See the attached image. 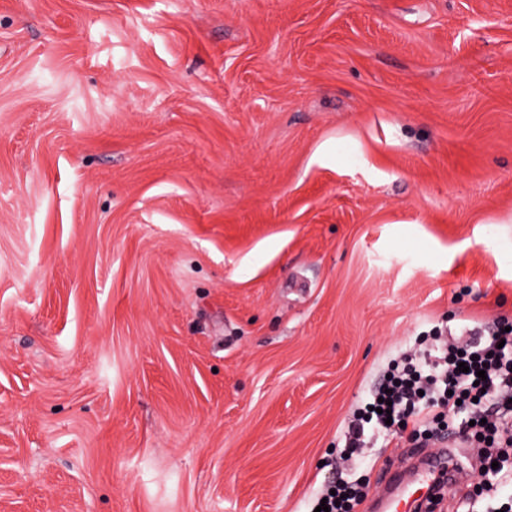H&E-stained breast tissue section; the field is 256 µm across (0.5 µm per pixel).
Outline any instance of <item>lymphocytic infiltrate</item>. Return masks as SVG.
Listing matches in <instances>:
<instances>
[{"label":"lymphocytic infiltrate","mask_w":512,"mask_h":512,"mask_svg":"<svg viewBox=\"0 0 512 512\" xmlns=\"http://www.w3.org/2000/svg\"><path fill=\"white\" fill-rule=\"evenodd\" d=\"M485 371L486 380H478V371ZM387 398L391 400L389 415L377 413L376 403H369L368 414L377 424L399 423L404 414L413 412L422 393L431 391L439 396L443 414L454 413L459 404L473 401L488 406L493 418L486 421L487 430L496 432L495 447L485 454L486 462L502 461V449L512 447V357H506L497 343L470 350L449 348L441 368L432 374L414 371L394 375L387 380Z\"/></svg>","instance_id":"1"}]
</instances>
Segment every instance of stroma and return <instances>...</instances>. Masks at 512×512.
I'll list each match as a JSON object with an SVG mask.
<instances>
[{"label":"stroma","mask_w":512,"mask_h":512,"mask_svg":"<svg viewBox=\"0 0 512 512\" xmlns=\"http://www.w3.org/2000/svg\"><path fill=\"white\" fill-rule=\"evenodd\" d=\"M500 318L512 0H0V512H376L351 421ZM335 490L336 494L331 495V491ZM344 495V498H341ZM364 497V486L361 483H342L336 486H332L326 490L325 493L317 499L314 505L313 511L317 506H321L322 499L327 498V502L324 503L329 507V512H351L356 504ZM338 501V504H335Z\"/></svg>","instance_id":"obj_1"}]
</instances>
